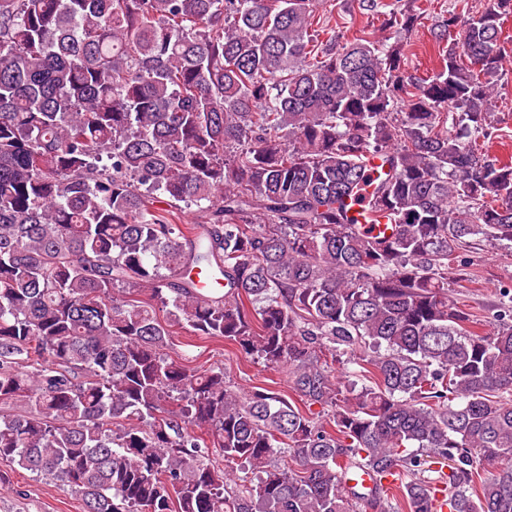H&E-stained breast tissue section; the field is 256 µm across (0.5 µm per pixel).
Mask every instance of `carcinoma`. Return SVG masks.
Segmentation results:
<instances>
[{"instance_id": "cac0c4a2", "label": "carcinoma", "mask_w": 512, "mask_h": 512, "mask_svg": "<svg viewBox=\"0 0 512 512\" xmlns=\"http://www.w3.org/2000/svg\"><path fill=\"white\" fill-rule=\"evenodd\" d=\"M319 5L0 0V459L84 512H512V291L487 331L448 288L473 239L512 244V0L434 25L430 77L424 10L339 45ZM178 329L291 395L188 370ZM503 37L511 38L504 43L507 54L504 57L502 76L494 78L497 92L494 108V130L487 143V150L492 157L502 161L512 160V16L508 17L503 26ZM495 135H498L494 137Z\"/></svg>"}]
</instances>
